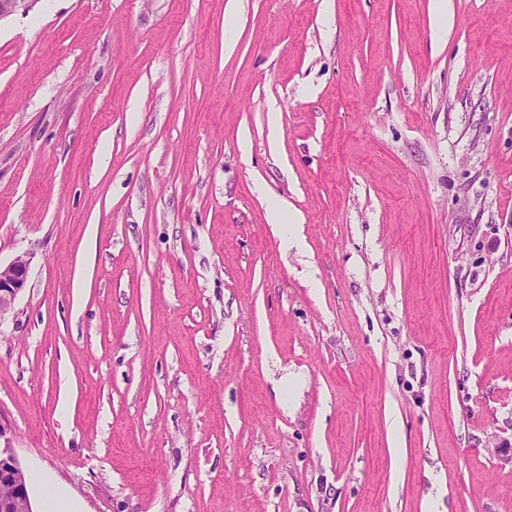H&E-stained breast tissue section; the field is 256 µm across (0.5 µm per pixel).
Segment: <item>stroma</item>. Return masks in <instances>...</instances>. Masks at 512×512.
<instances>
[{
    "label": "stroma",
    "instance_id": "obj_1",
    "mask_svg": "<svg viewBox=\"0 0 512 512\" xmlns=\"http://www.w3.org/2000/svg\"><path fill=\"white\" fill-rule=\"evenodd\" d=\"M19 256L33 507L512 512V0H39L0 21ZM290 206L288 204V200L281 198L279 206L270 210L268 213V221L270 224H282L285 221V217L288 216V220L290 221V218L295 220V223L297 225H289V226H295L293 232L289 236V238L285 239V245H293L297 244L299 240V224L301 222V218L296 214L295 216L290 215Z\"/></svg>",
    "mask_w": 512,
    "mask_h": 512
}]
</instances>
